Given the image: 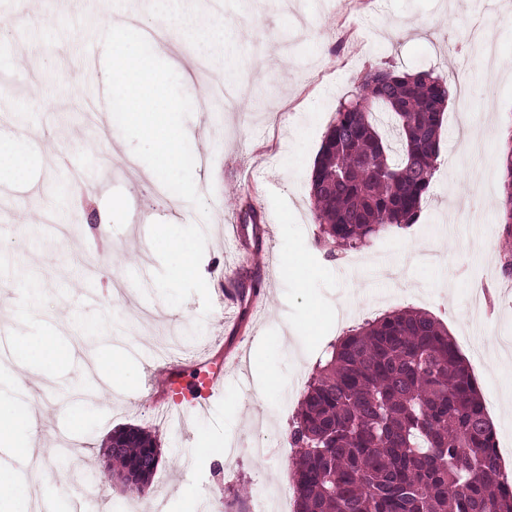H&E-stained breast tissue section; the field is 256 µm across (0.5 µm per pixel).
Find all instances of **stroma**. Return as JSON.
Masks as SVG:
<instances>
[{
    "label": "stroma",
    "instance_id": "stroma-1",
    "mask_svg": "<svg viewBox=\"0 0 512 512\" xmlns=\"http://www.w3.org/2000/svg\"><path fill=\"white\" fill-rule=\"evenodd\" d=\"M209 2L183 9L192 27L167 23L174 50L195 54L191 67L206 91L185 121L200 159L196 187L216 226L205 237L192 206L153 199L157 177L124 165L131 146L98 105L110 12L0 0V135L29 162L26 181L0 180V302L20 290L31 296L30 309L7 317L8 343L19 359L49 336L75 351L74 361L57 364L54 384L36 392L44 477L15 489L12 512H31L45 484L57 488L55 512H71L72 491L93 474L90 512H140L145 501L116 484L105 455L113 431L127 426L160 442L150 494L160 512H192L199 497L220 504L267 485L291 492L288 427L314 368L351 327L406 308L437 317L470 361L487 411L499 418L511 478L512 372L501 364L512 361V288L489 283L495 262L482 248L503 247L494 204L502 143L512 135V10L505 0H224L218 25ZM476 22L497 49L487 84L474 78L484 68L478 53L453 51ZM377 67L433 72L447 79L449 97L419 221L381 234L353 264L321 241L310 183L340 101ZM38 91L48 102L35 108ZM470 129L483 135L474 155L464 148ZM479 171L487 191L474 196L470 177ZM92 210L115 246L108 266L85 232ZM161 231L197 246V272L170 280ZM255 267L257 291L225 296L226 283L245 282ZM116 277L127 289L119 302ZM89 289L100 304H80ZM85 330L96 339L83 350ZM170 342L184 351L172 393L160 382ZM221 353L223 396L184 425H159L156 413L191 400L190 384ZM114 357L129 371L125 390L94 398L76 367ZM201 435L215 459L195 453ZM256 437L269 456L252 455Z\"/></svg>",
    "mask_w": 512,
    "mask_h": 512
}]
</instances>
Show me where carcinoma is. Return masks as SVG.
I'll list each match as a JSON object with an SVG mask.
<instances>
[{"mask_svg":"<svg viewBox=\"0 0 512 512\" xmlns=\"http://www.w3.org/2000/svg\"><path fill=\"white\" fill-rule=\"evenodd\" d=\"M337 110L311 177L324 240L344 252L416 223L440 151L448 86L426 72L367 71ZM496 200L512 236V136ZM296 512H512L496 429L448 329L398 310L332 345L289 430ZM117 478L150 490L161 451L136 426L112 434Z\"/></svg>","mask_w":512,"mask_h":512,"instance_id":"carcinoma-1","label":"carcinoma"}]
</instances>
